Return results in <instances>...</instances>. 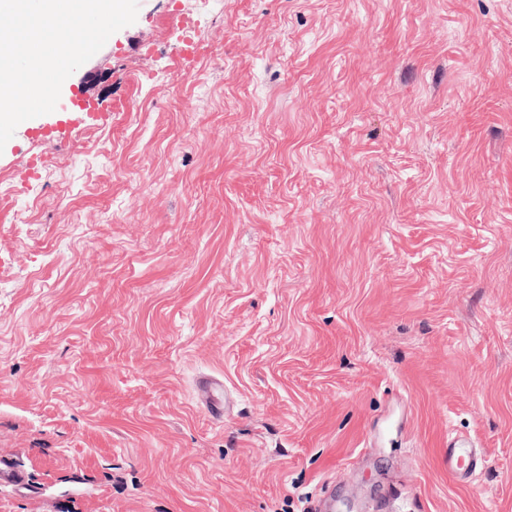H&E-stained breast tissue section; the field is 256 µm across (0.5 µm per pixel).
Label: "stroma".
<instances>
[{
  "label": "stroma",
  "instance_id": "stroma-1",
  "mask_svg": "<svg viewBox=\"0 0 512 512\" xmlns=\"http://www.w3.org/2000/svg\"><path fill=\"white\" fill-rule=\"evenodd\" d=\"M195 4L0 151V512H512V0ZM477 467V457L473 450L463 442L448 439V472L461 476ZM27 485L29 490L34 492L37 489L28 483V477L23 469H21L11 459L0 458V486L10 485Z\"/></svg>",
  "mask_w": 512,
  "mask_h": 512
}]
</instances>
